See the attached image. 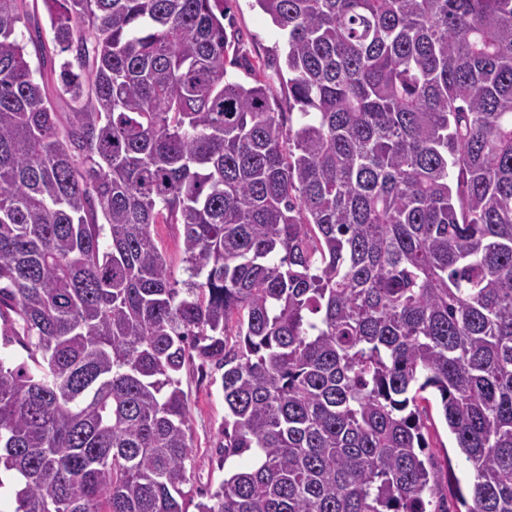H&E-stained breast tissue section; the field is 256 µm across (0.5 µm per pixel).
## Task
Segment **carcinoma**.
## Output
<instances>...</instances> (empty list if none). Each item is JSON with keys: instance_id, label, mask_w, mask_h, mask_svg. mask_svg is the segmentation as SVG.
Returning <instances> with one entry per match:
<instances>
[{"instance_id": "1", "label": "carcinoma", "mask_w": 512, "mask_h": 512, "mask_svg": "<svg viewBox=\"0 0 512 512\" xmlns=\"http://www.w3.org/2000/svg\"><path fill=\"white\" fill-rule=\"evenodd\" d=\"M43 2L0 0L13 512H427L428 388L465 512H512V0H255L286 113L226 0ZM195 360L250 459L196 503ZM228 6L230 12L228 11V18L224 20L227 31H230L227 26L229 21L231 29L240 39L242 56L249 64L264 69L269 87L280 99L283 91L282 73L287 78L280 34L269 16L255 6L252 0H232L228 2ZM176 224H156L153 232L161 242L163 250L166 252L167 259L175 268L178 274H181V240L179 230Z\"/></svg>"}]
</instances>
